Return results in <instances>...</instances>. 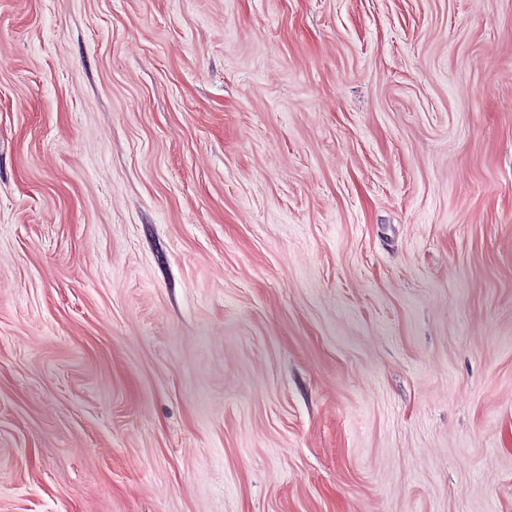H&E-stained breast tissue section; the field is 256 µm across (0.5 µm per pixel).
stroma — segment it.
Returning a JSON list of instances; mask_svg holds the SVG:
<instances>
[{"instance_id": "1", "label": "stroma", "mask_w": 512, "mask_h": 512, "mask_svg": "<svg viewBox=\"0 0 512 512\" xmlns=\"http://www.w3.org/2000/svg\"><path fill=\"white\" fill-rule=\"evenodd\" d=\"M0 512H512V0H0Z\"/></svg>"}]
</instances>
